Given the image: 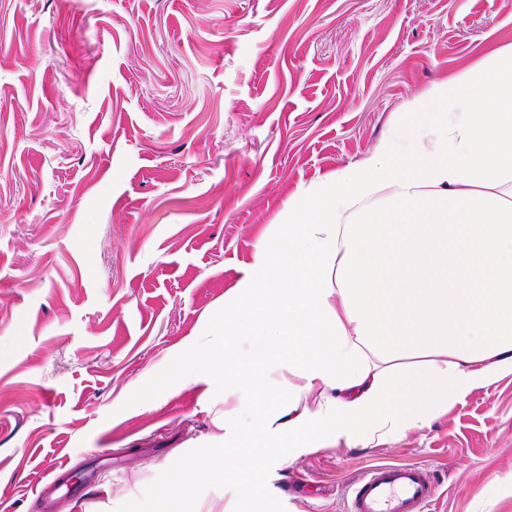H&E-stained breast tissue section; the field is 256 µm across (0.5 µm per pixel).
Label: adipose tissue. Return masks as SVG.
<instances>
[{"instance_id":"adipose-tissue-1","label":"adipose tissue","mask_w":512,"mask_h":512,"mask_svg":"<svg viewBox=\"0 0 512 512\" xmlns=\"http://www.w3.org/2000/svg\"><path fill=\"white\" fill-rule=\"evenodd\" d=\"M177 377L250 404L154 512H199V474L241 512L276 456L368 446L512 374V45L396 113L359 163L295 191ZM315 398L309 407L307 398Z\"/></svg>"}]
</instances>
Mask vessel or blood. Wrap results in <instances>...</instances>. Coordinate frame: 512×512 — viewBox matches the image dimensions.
I'll list each match as a JSON object with an SVG mask.
<instances>
[{
  "label": "vessel or blood",
  "mask_w": 512,
  "mask_h": 512,
  "mask_svg": "<svg viewBox=\"0 0 512 512\" xmlns=\"http://www.w3.org/2000/svg\"><path fill=\"white\" fill-rule=\"evenodd\" d=\"M434 493L423 468L378 465L354 488L349 512H421Z\"/></svg>",
  "instance_id": "vessel-or-blood-1"
}]
</instances>
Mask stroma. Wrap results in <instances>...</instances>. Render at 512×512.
Wrapping results in <instances>:
<instances>
[{"instance_id":"1","label":"stroma","mask_w":512,"mask_h":512,"mask_svg":"<svg viewBox=\"0 0 512 512\" xmlns=\"http://www.w3.org/2000/svg\"><path fill=\"white\" fill-rule=\"evenodd\" d=\"M512 44V0H0V512H134L239 395L137 388L198 342L298 188ZM381 464L423 512H512V375L423 426L270 465L266 512H347Z\"/></svg>"}]
</instances>
